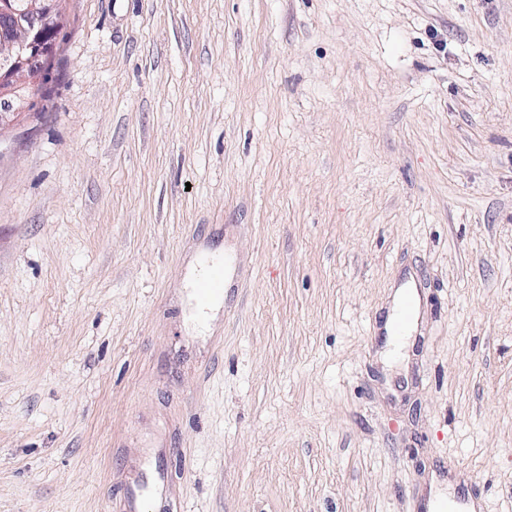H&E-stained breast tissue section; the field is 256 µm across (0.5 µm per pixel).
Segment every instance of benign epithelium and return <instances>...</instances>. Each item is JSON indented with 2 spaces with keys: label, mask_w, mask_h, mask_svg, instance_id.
<instances>
[{
  "label": "benign epithelium",
  "mask_w": 512,
  "mask_h": 512,
  "mask_svg": "<svg viewBox=\"0 0 512 512\" xmlns=\"http://www.w3.org/2000/svg\"><path fill=\"white\" fill-rule=\"evenodd\" d=\"M60 0H0V130L30 109L56 51Z\"/></svg>",
  "instance_id": "1"
}]
</instances>
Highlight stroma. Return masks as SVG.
I'll return each instance as SVG.
<instances>
[{"label": "stroma", "instance_id": "obj_1", "mask_svg": "<svg viewBox=\"0 0 512 512\" xmlns=\"http://www.w3.org/2000/svg\"><path fill=\"white\" fill-rule=\"evenodd\" d=\"M63 11L0 131V512H122L160 448L172 512H512V0ZM212 259L220 262L224 258H222L219 253H216L213 255ZM213 260L205 259L204 264L207 269L205 266L199 265V267L195 268L189 274L187 281V288L190 289L188 291V298L191 306L188 320L191 329L198 334H205L209 330L210 319L221 308L224 302V296H222L221 293L212 296L204 305L200 304L197 300L198 297L199 301L204 302L211 295L220 292L224 288L226 267L228 265L226 262L222 264L214 262ZM192 300L195 301L194 304Z\"/></svg>", "mask_w": 512, "mask_h": 512}]
</instances>
